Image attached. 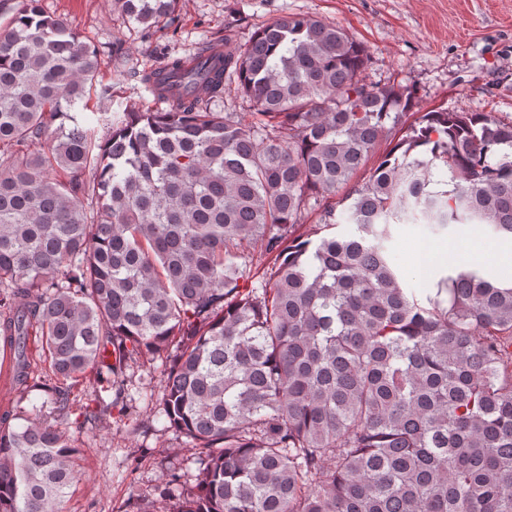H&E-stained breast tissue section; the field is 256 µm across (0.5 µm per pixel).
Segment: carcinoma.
I'll use <instances>...</instances> for the list:
<instances>
[{
	"label": "carcinoma",
	"mask_w": 512,
	"mask_h": 512,
	"mask_svg": "<svg viewBox=\"0 0 512 512\" xmlns=\"http://www.w3.org/2000/svg\"><path fill=\"white\" fill-rule=\"evenodd\" d=\"M118 2L140 23L174 5ZM203 58L143 75L181 89L174 108L130 112L103 89L81 112L98 52L17 0L0 32L12 382L32 336L62 385L165 356L161 415L198 470L160 489L176 512H512V285L471 266L419 293L390 256L402 224L512 239V122L410 118L415 90L364 83L367 49L310 16ZM231 76L247 120L217 109ZM308 214L317 230L296 233ZM257 245L269 273L246 262ZM76 455L54 425L0 414V512H63Z\"/></svg>",
	"instance_id": "cac0c4a2"
}]
</instances>
